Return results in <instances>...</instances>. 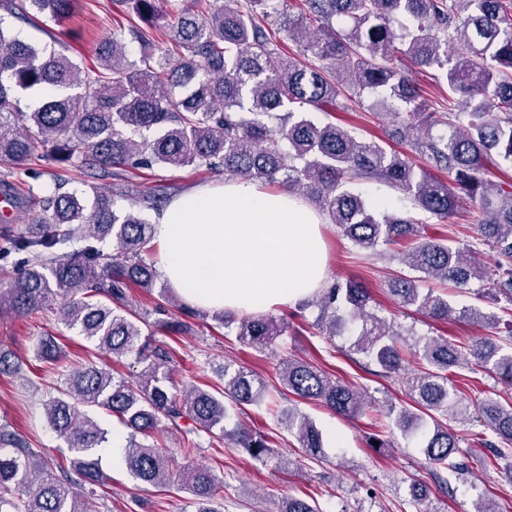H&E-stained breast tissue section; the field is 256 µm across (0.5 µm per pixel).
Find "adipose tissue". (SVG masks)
Listing matches in <instances>:
<instances>
[{"label": "adipose tissue", "mask_w": 512, "mask_h": 512, "mask_svg": "<svg viewBox=\"0 0 512 512\" xmlns=\"http://www.w3.org/2000/svg\"><path fill=\"white\" fill-rule=\"evenodd\" d=\"M153 222L158 270L188 303L262 314L312 298L327 265L320 215L288 191L238 178L174 198Z\"/></svg>", "instance_id": "1"}]
</instances>
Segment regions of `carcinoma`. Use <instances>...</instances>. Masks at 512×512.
I'll use <instances>...</instances> for the list:
<instances>
[{
  "mask_svg": "<svg viewBox=\"0 0 512 512\" xmlns=\"http://www.w3.org/2000/svg\"><path fill=\"white\" fill-rule=\"evenodd\" d=\"M79 0H0L15 18L37 12L53 21L69 17ZM134 18L128 33L148 45L152 29L166 20L174 55L141 64L127 62L123 32H114L98 49L96 65L82 68L61 50L26 42L12 34L0 16V165L17 167L41 150L59 162L82 154L88 170L107 167L193 166L301 194L368 255L378 247L411 246L399 260L415 275L395 277L389 291L400 307L435 320L454 309L448 295L420 287L424 279L450 281L460 288L486 280L512 302V180L493 181L491 170L512 164V0H302L300 14L282 25L275 0H212L198 16L167 0H120ZM316 23L319 29L310 31ZM285 31L298 47L285 55L277 35ZM434 68L448 87V111L427 112L419 91L395 62ZM183 89L175 99L165 84ZM50 86L54 93L34 110L21 107L20 94ZM368 91L381 108L410 127L445 125L450 133L427 134L412 149L448 172L435 178L405 154L356 138L333 121L306 115L345 111L344 97ZM379 180L405 196L404 212L380 211L351 185ZM477 199L486 218L483 241L497 254L484 267L468 249L417 240L420 215L446 217L461 196ZM156 227L139 215L115 208L111 194L98 192L88 206L75 193L55 192L40 199V216L17 232L0 230V260L20 258L23 270L0 289V315H26L57 305L69 330L122 358L129 354L145 369L129 380L96 365L70 373L43 401L49 427L67 443L69 463L41 451L6 425L0 426V512H98L95 489L106 485L99 448L108 431L93 411L117 417L130 435L125 463L138 481L157 488L171 483L169 455L147 442L161 428L192 421L193 433H224V400L242 409L269 395L264 382L245 370L224 365V390L195 387L171 392L170 352L140 342L142 328L172 332L188 328L195 309L177 304L183 319L170 321L168 298L155 306L151 322L129 302L128 290L151 289L153 263L142 253ZM116 247L112 253L107 243ZM368 289L349 279L322 289L315 304V326L328 336L346 320L362 322L356 352L386 376L402 374L406 400L390 407L395 427L419 438L420 453L434 469L464 472L458 460L461 438L446 420H471L484 430L477 443L492 446L486 432L512 443V401L489 397L476 409L458 394L457 369H480L512 383V350L479 339L465 351L443 338L425 343L421 369L404 366L409 345L404 333L367 310ZM286 318L273 314L241 319L239 341L267 346L284 334ZM281 381L302 400L317 401L354 418L367 407L366 394L333 380L300 358L282 361ZM292 431L307 455L323 448L313 421L288 412ZM255 459L269 453L268 436L249 430L234 434ZM194 496L195 512H224L216 479L192 462L178 476ZM276 512H319L312 499L288 496Z\"/></svg>",
  "mask_w": 512,
  "mask_h": 512,
  "instance_id": "carcinoma-1",
  "label": "carcinoma"
}]
</instances>
